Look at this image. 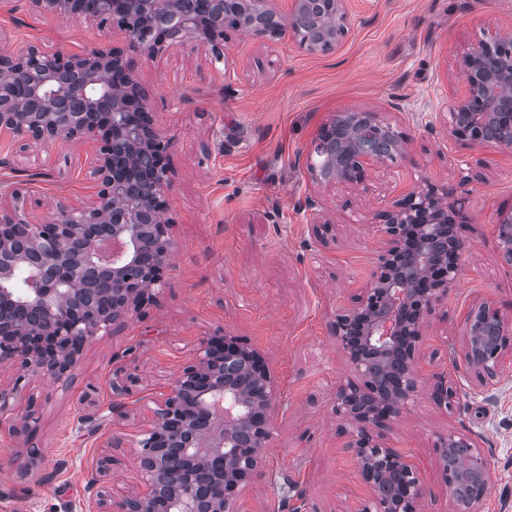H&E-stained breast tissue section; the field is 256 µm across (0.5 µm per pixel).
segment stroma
<instances>
[{
    "label": "stroma",
    "mask_w": 512,
    "mask_h": 512,
    "mask_svg": "<svg viewBox=\"0 0 512 512\" xmlns=\"http://www.w3.org/2000/svg\"><path fill=\"white\" fill-rule=\"evenodd\" d=\"M510 29L512 0H349L347 29L328 50L301 48L289 30L271 41L228 30L218 60L193 40L154 56L133 52L117 25L51 15L33 0L0 7V53L129 50L154 125L170 142L172 238L154 300L86 344L68 387L0 364V388L35 411L29 429L0 428V512H78L107 451L113 494L140 490L130 443L208 336L259 352L279 393L265 456L233 512H360L369 490L333 408L338 383L352 375L333 324L371 279L379 213L427 183L461 203L465 249L454 288L426 322L419 392L380 439L415 465L419 512H457L437 442L472 437L489 473L481 512H512V356L487 385L449 353L476 304H491L512 326V269L499 261L496 232L512 211V151L448 133L466 93V52ZM342 112L378 113L403 152L368 167L358 185L312 182L308 148ZM96 150L91 138L1 135L0 213L47 224L60 208L87 205ZM130 376L132 395L110 412L114 385ZM441 385L450 399L437 397ZM116 436L124 445L114 449Z\"/></svg>",
    "instance_id": "1"
}]
</instances>
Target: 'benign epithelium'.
Instances as JSON below:
<instances>
[{"mask_svg": "<svg viewBox=\"0 0 512 512\" xmlns=\"http://www.w3.org/2000/svg\"><path fill=\"white\" fill-rule=\"evenodd\" d=\"M348 0H292L288 14L271 0H214L219 13L235 10L255 38L273 39L288 27L301 47L302 23L315 16L332 44L345 33ZM51 14H74L73 0H34ZM188 0H98L84 15L112 23L134 11L157 14L145 33L126 29L131 46L150 54L187 38L223 57L224 32L187 14ZM512 33L495 34L469 49L467 95L451 113L448 134L476 145L512 151ZM24 77L32 95L13 99L6 87ZM352 130L335 148L319 133L310 155L333 159L308 165L312 179L359 183L365 167L398 150L390 127L375 112L341 115ZM47 142L85 136L98 142L96 202L64 210L52 224L0 215V304L24 311L18 321L0 309V363L18 361L67 384L86 342L125 319L159 286L171 249L165 210L169 143L157 132L123 52L93 47L80 55L20 48L0 55V133ZM460 211L428 185L379 215L384 247L359 301L338 309L336 344L356 379L336 386L334 410L351 427L349 448L370 497L360 512H417L422 486L416 469L380 443L373 430L403 416L418 392L417 357L427 315L454 287L464 243L448 233ZM499 254L512 269V212L497 224ZM512 339L498 309L483 303L466 316L464 357L494 380ZM275 390L263 357L232 339L199 342L195 362L154 411L136 440L143 490L114 500L103 486L112 457L96 463L80 512H230L255 474L271 437ZM19 414L17 398L0 389V424ZM441 464L453 458L466 488L460 512H476L488 484L481 449L466 435L440 439Z\"/></svg>", "mask_w": 512, "mask_h": 512, "instance_id": "benign-epithelium-1", "label": "benign epithelium"}]
</instances>
